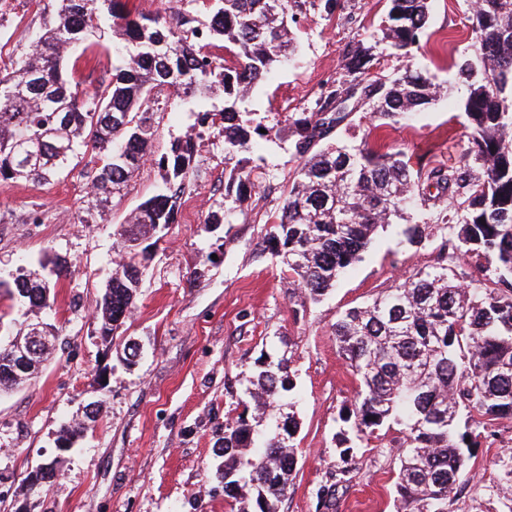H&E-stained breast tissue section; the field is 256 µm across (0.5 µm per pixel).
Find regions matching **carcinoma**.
Instances as JSON below:
<instances>
[{
	"label": "carcinoma",
	"instance_id": "cac0c4a2",
	"mask_svg": "<svg viewBox=\"0 0 512 512\" xmlns=\"http://www.w3.org/2000/svg\"><path fill=\"white\" fill-rule=\"evenodd\" d=\"M44 26L31 48L0 67V180L46 183L64 173L82 149L101 166L83 207L121 194L152 155L156 129L149 112L157 87L176 89L202 132L224 137L229 166L224 201L207 223L220 226L252 188L248 154L266 128L244 111L249 92L294 50V25L309 7L327 13L336 0H178L154 15L134 13L130 0H38ZM383 40L410 52L429 20V0H388ZM475 55L459 65L468 83L463 108L470 141L460 164L413 170L404 155L383 151L364 137L353 145L329 141L347 113L363 104L384 124L400 122L439 99V88L411 67L390 81L365 80L375 46L360 42L345 55L354 76L346 88L321 95L317 110L288 116L297 176L274 216L271 259L288 283L318 301L362 259L378 229L403 217L426 190L455 206L435 263L364 307L336 317L332 336L358 381L340 408L342 466L317 490L319 505L333 509L355 464L354 447L381 432L400 434L393 447L400 462L396 512H450L480 426L512 421V0H478L473 13ZM116 46L112 76L93 90L67 70L72 52ZM194 138L171 143L161 157L158 192L143 201L118 231L120 271L107 282L96 320L108 344L132 313L141 288L138 257L144 240L174 222L178 201L195 177ZM481 176H472V166ZM418 221L406 231L410 244L430 237ZM484 260L481 278L462 286L463 274L447 258ZM56 260L19 269L13 294L26 312L54 304L66 275ZM0 341V390L24 379L6 373ZM292 357L268 356L255 365L243 395L229 392L224 437L215 456L224 494L238 512H277L297 465V420ZM96 409L62 430L69 444L99 419ZM57 477L52 461L26 472L32 493Z\"/></svg>",
	"mask_w": 512,
	"mask_h": 512
}]
</instances>
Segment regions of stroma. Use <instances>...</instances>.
Here are the masks:
<instances>
[{"label":"stroma","mask_w":512,"mask_h":512,"mask_svg":"<svg viewBox=\"0 0 512 512\" xmlns=\"http://www.w3.org/2000/svg\"><path fill=\"white\" fill-rule=\"evenodd\" d=\"M472 0H430L429 21L418 48L404 53L380 43L387 0H337L333 14L309 9L298 33L296 56L257 84L247 111L272 112L278 126L250 154L255 183L229 222L208 224L224 204V145L207 134L197 141V175L182 196L175 221L140 259L142 286L135 308L112 344L97 333L96 311L117 268L116 232L128 214L154 195L162 172L146 161L122 197L84 223L81 203L87 174L99 167L94 151L48 184L0 183V274L21 261H67L53 309L41 317L59 341L41 371L23 386L0 393V497L13 512H237L215 476V450L224 435L230 390L265 353L290 345L295 353L299 421L296 473L279 512H318L316 491L340 462L338 411L357 386L331 335L337 315L370 301L429 265L451 213L446 199L415 212L433 224L419 246L405 243L403 221L380 230L362 260L320 301L296 294L264 253V237L287 195L298 161L285 120L311 112L321 91L348 81L343 57L357 42L375 43L371 75L392 79L405 67L421 69L443 97L411 121L381 128V145L402 151L415 169L458 166L468 145L463 110L467 85L458 63L474 54ZM42 17L35 0H8L0 44L28 49ZM152 121L157 156L174 139L191 135L193 117L168 89L156 90ZM214 261H206L208 253ZM142 348L127 366L124 347ZM102 399L93 432L59 453L61 428ZM512 454V422L483 429L466 481L451 512H512L499 488L500 460ZM358 469L339 498L338 512H395L393 486L399 461L389 440L356 451ZM57 461L48 491L28 492L32 466Z\"/></svg>","instance_id":"35a3bbf8"}]
</instances>
